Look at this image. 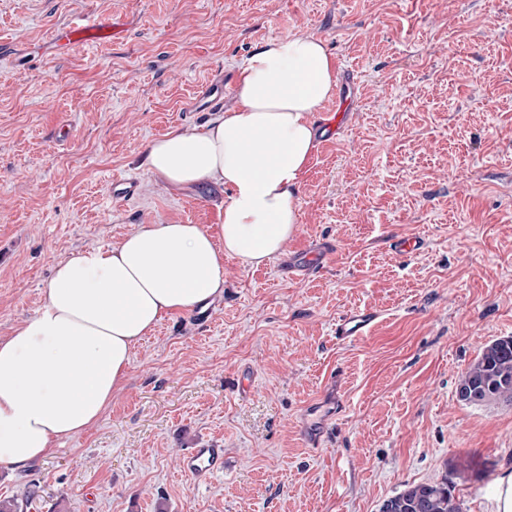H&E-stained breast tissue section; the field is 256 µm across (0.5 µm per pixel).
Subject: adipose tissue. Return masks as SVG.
Returning a JSON list of instances; mask_svg holds the SVG:
<instances>
[{
	"instance_id": "adipose-tissue-1",
	"label": "adipose tissue",
	"mask_w": 512,
	"mask_h": 512,
	"mask_svg": "<svg viewBox=\"0 0 512 512\" xmlns=\"http://www.w3.org/2000/svg\"><path fill=\"white\" fill-rule=\"evenodd\" d=\"M337 85L320 37L271 39L242 68L233 110L148 146L146 165L164 184H221L230 199L218 223L143 224L116 247L56 263L38 314L0 337V466L26 469L91 428L163 316L223 293L225 259L257 267L285 249L300 222L313 114Z\"/></svg>"
}]
</instances>
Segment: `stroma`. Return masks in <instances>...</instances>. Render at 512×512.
<instances>
[{"label": "stroma", "instance_id": "35a3bbf8", "mask_svg": "<svg viewBox=\"0 0 512 512\" xmlns=\"http://www.w3.org/2000/svg\"><path fill=\"white\" fill-rule=\"evenodd\" d=\"M81 19L117 33L54 42ZM290 32L336 61L315 122L345 106L316 143L295 237L255 268L225 260L223 298L164 316L99 422L0 467V497L33 512H379L445 479L462 512H488L512 402L465 405L456 386L512 336V0H0V336L36 315L73 251L218 223L229 189L165 187L146 147L214 118L188 107L209 79L232 107L253 51ZM122 175L136 191L111 197ZM412 237L418 251L397 248ZM357 309L376 323L337 340ZM211 446L223 472L186 476L187 449Z\"/></svg>", "mask_w": 512, "mask_h": 512}]
</instances>
